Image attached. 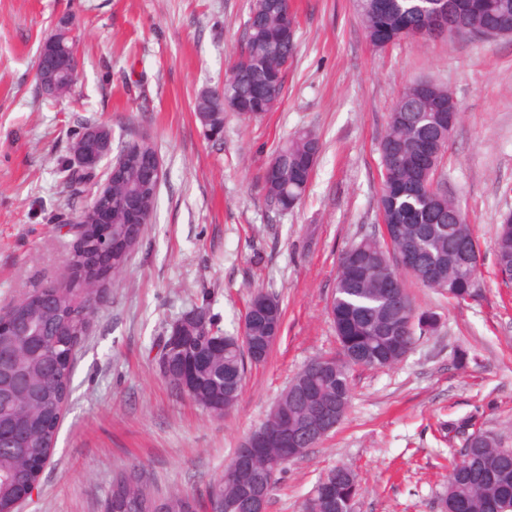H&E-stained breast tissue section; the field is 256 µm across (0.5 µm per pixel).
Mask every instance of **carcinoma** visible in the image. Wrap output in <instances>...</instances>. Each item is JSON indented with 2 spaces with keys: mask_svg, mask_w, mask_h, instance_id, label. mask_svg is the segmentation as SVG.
I'll return each mask as SVG.
<instances>
[{
  "mask_svg": "<svg viewBox=\"0 0 512 512\" xmlns=\"http://www.w3.org/2000/svg\"><path fill=\"white\" fill-rule=\"evenodd\" d=\"M359 15L370 42H395L404 37L432 36L428 25L431 14L448 10V28L457 33L476 34L487 23L489 14L495 25L512 32V0H356ZM244 51L230 66L223 95L210 90L196 101V116L212 135L224 131V112L231 110L256 120L279 103L285 78L296 49V22L289 0H254L247 24ZM448 91L431 84L422 98L417 86L405 88L392 112L379 142L382 173L378 208L387 226L389 240L376 236L363 239L345 251L336 277L331 317L340 348L320 370L305 366L295 379L294 390H285L264 427L272 433L296 431L314 419L317 405L339 403L347 409L355 367L390 366L414 348L417 337L433 332L438 318L414 308L407 286L387 299L377 288L378 279L395 274L388 248L410 251L413 262L406 274L424 288L443 289L448 299L459 300L479 295V266L472 262L460 268L448 264V257L460 252L473 234L464 211L442 189H430V177L416 172L427 163L432 172L442 165L448 144ZM322 150L320 138L311 130H300L277 147L263 170L261 181L269 204L291 210L302 200L308 177L312 176ZM140 171H127L124 185L112 189V217L116 229L141 233L140 225L128 223L134 212V191ZM496 265L512 271V215L503 216L491 244ZM83 288L71 283L49 292L35 290L13 305L24 307L39 320L53 317L54 306L61 304L75 316L85 308ZM249 318L243 337L224 336V354L208 353L207 329L217 325L207 305L185 313L175 331L158 345L155 359L160 376L170 391L182 396L185 369L193 367L188 397L215 416L231 410L242 393L246 363L252 357L267 358L271 342L280 333L283 311L279 300L256 291L246 308ZM49 385L50 394L40 408L56 410L72 392L73 369L58 356L38 360L21 357L14 361ZM20 427L0 424V508H8L17 488L34 480L27 470L24 455L15 448ZM53 438L45 428L32 436L26 453L41 456ZM467 452L452 462L442 502L459 501L466 512H501L512 505V448L499 451L500 443L489 445L478 436L465 445ZM307 449L296 451L270 444L264 458L253 465L259 475L275 468L282 472L288 456L303 457ZM247 475L230 460L220 477L210 485L207 497L224 505L221 512H250L247 506ZM358 495L354 474L345 468L331 470L328 482H318L303 504V512H324L325 499L334 507L330 512H347V502ZM194 495L172 493L162 499L165 512H189ZM157 498L146 492L140 466L133 464L116 473L105 501L104 512H156Z\"/></svg>",
  "mask_w": 512,
  "mask_h": 512,
  "instance_id": "obj_1",
  "label": "carcinoma"
}]
</instances>
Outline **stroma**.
<instances>
[{
  "mask_svg": "<svg viewBox=\"0 0 512 512\" xmlns=\"http://www.w3.org/2000/svg\"><path fill=\"white\" fill-rule=\"evenodd\" d=\"M253 0H0V312L68 279L78 211L63 164L74 130L111 127L114 142L151 140L164 170L158 206L74 358L73 392L37 494L20 512H102L113 475L138 464L147 490L206 493L243 440L267 419L294 375L338 347L329 315L339 259L379 234L378 144L404 88L432 81L457 102L442 188L482 244L479 295L457 304L413 289L436 314L399 363L352 373L344 421L284 469L268 512H300L329 469L355 474L354 512H440L448 461L463 445L448 423L472 418L512 446V283L490 248L512 211V37L407 38L379 49L353 0H292L297 50L280 102L262 120L227 113L204 135L195 102L221 87L240 51ZM78 40L73 92L42 96L38 52L60 20ZM323 143L301 205L267 202L259 175L295 130ZM279 299L283 325L243 393L215 417L174 396L157 372V345L196 306L225 332L251 293ZM470 355L454 362L457 350Z\"/></svg>",
  "mask_w": 512,
  "mask_h": 512,
  "instance_id": "obj_1",
  "label": "stroma"
}]
</instances>
